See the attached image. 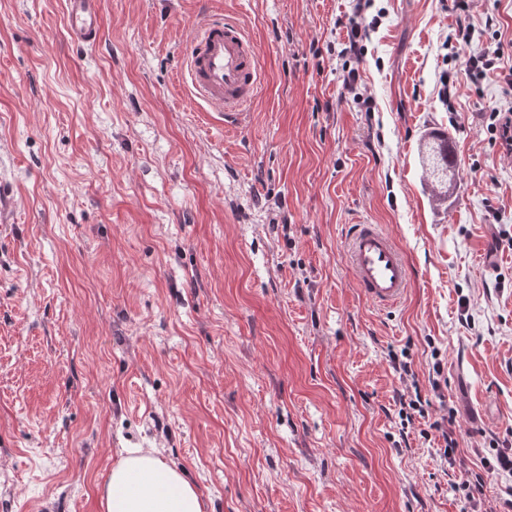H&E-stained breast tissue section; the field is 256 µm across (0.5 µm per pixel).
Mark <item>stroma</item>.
<instances>
[{"label": "stroma", "instance_id": "stroma-1", "mask_svg": "<svg viewBox=\"0 0 512 512\" xmlns=\"http://www.w3.org/2000/svg\"><path fill=\"white\" fill-rule=\"evenodd\" d=\"M357 2L101 0L78 47L64 0H0V512H101L127 448L181 466L205 512H465L471 472L487 512L512 495V155L490 119L512 107V0ZM207 15L258 50L236 129L184 77ZM354 17L366 52L345 62ZM468 24L499 68L465 73ZM431 130L459 157L444 209ZM362 221L411 268L397 305L344 260ZM416 394L455 411L452 459L402 425ZM420 152L431 200L436 206L446 207L456 178L455 166L448 162V134L430 131L423 137Z\"/></svg>", "mask_w": 512, "mask_h": 512}]
</instances>
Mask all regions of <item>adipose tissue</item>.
<instances>
[{
    "label": "adipose tissue",
    "mask_w": 512,
    "mask_h": 512,
    "mask_svg": "<svg viewBox=\"0 0 512 512\" xmlns=\"http://www.w3.org/2000/svg\"><path fill=\"white\" fill-rule=\"evenodd\" d=\"M103 512H204L184 470L154 451L127 449L100 489Z\"/></svg>",
    "instance_id": "ef3b65f1"
}]
</instances>
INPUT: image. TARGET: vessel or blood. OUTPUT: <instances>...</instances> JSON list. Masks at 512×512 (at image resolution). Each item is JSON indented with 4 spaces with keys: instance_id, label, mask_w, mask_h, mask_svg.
Segmentation results:
<instances>
[{
    "instance_id": "vessel-or-blood-1",
    "label": "vessel or blood",
    "mask_w": 512,
    "mask_h": 512,
    "mask_svg": "<svg viewBox=\"0 0 512 512\" xmlns=\"http://www.w3.org/2000/svg\"><path fill=\"white\" fill-rule=\"evenodd\" d=\"M99 0H67L66 29L77 45L96 42ZM186 80L194 96L225 127L240 126L245 107L261 90V70L253 42L237 22L206 17L197 25L186 57ZM357 288L371 302H400L410 268L391 238L372 224L354 225L346 251Z\"/></svg>"
}]
</instances>
